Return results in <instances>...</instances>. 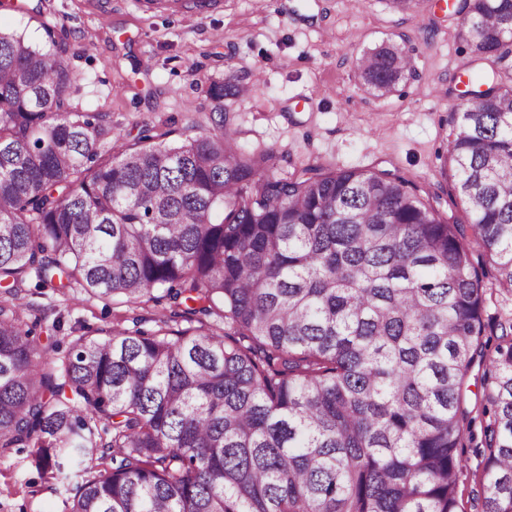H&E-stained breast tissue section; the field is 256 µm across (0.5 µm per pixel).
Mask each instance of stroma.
Returning <instances> with one entry per match:
<instances>
[{"label":"stroma","instance_id":"1","mask_svg":"<svg viewBox=\"0 0 512 512\" xmlns=\"http://www.w3.org/2000/svg\"><path fill=\"white\" fill-rule=\"evenodd\" d=\"M461 15L428 0L420 15L387 0H211L202 10L150 12L143 0H45L42 14L0 9V28L41 42L49 24L68 35L83 109L105 112L122 132L148 124L179 141L207 123L205 90L248 74L250 95L225 100L238 142L273 150L276 172L310 163L333 169L399 170L426 192L450 199L449 114L460 101L456 75L467 60L455 33ZM408 39L414 78L376 96L356 78L361 55ZM29 316L62 318L68 338L123 324V307L79 294L23 295ZM460 488L465 512H482L480 440L465 443ZM64 484L41 478L28 452L0 459V512H63Z\"/></svg>","mask_w":512,"mask_h":512}]
</instances>
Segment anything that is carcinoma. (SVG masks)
Masks as SVG:
<instances>
[{
  "mask_svg": "<svg viewBox=\"0 0 512 512\" xmlns=\"http://www.w3.org/2000/svg\"><path fill=\"white\" fill-rule=\"evenodd\" d=\"M458 13L470 61L512 54V0ZM43 30L47 50L0 29V458L27 449L47 480L76 463L67 512H464L463 386L487 290L475 253L512 288V85L464 68L479 100L450 114L447 148L462 223L398 173L276 174L224 108L242 76L210 82L195 136L145 124L128 140L73 102L67 35ZM414 51L381 45L357 77L388 93L414 77ZM31 283L175 310L57 357L61 319L29 323L16 303ZM499 326L484 512H512V314ZM96 448L110 468L88 462Z\"/></svg>",
  "mask_w": 512,
  "mask_h": 512,
  "instance_id": "obj_1",
  "label": "carcinoma"
}]
</instances>
